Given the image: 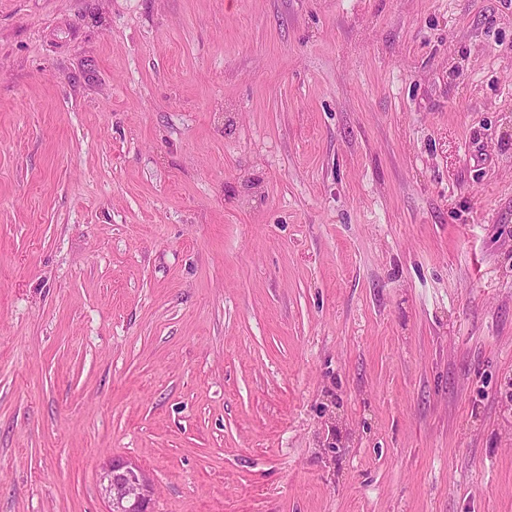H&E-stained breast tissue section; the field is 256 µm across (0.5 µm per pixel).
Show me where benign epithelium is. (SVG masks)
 Masks as SVG:
<instances>
[{
    "label": "benign epithelium",
    "mask_w": 512,
    "mask_h": 512,
    "mask_svg": "<svg viewBox=\"0 0 512 512\" xmlns=\"http://www.w3.org/2000/svg\"><path fill=\"white\" fill-rule=\"evenodd\" d=\"M107 512H154V489L144 472L122 458L112 459L103 473Z\"/></svg>",
    "instance_id": "benign-epithelium-1"
}]
</instances>
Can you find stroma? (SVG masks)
Returning a JSON list of instances; mask_svg holds the SVG:
<instances>
[{
    "label": "stroma",
    "instance_id": "stroma-1",
    "mask_svg": "<svg viewBox=\"0 0 512 512\" xmlns=\"http://www.w3.org/2000/svg\"><path fill=\"white\" fill-rule=\"evenodd\" d=\"M512 512V0H0V512ZM102 481L107 512H154V489L138 466L113 458Z\"/></svg>",
    "mask_w": 512,
    "mask_h": 512
}]
</instances>
